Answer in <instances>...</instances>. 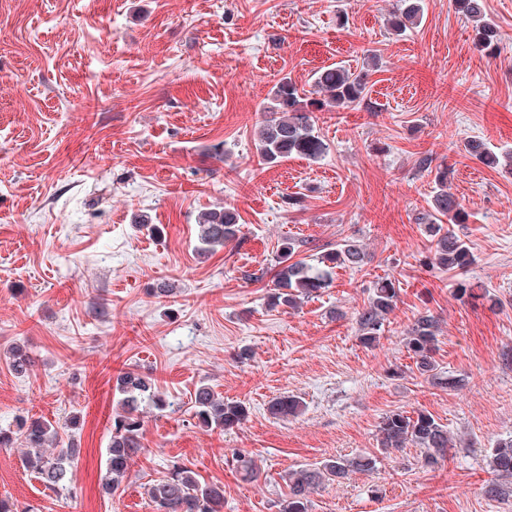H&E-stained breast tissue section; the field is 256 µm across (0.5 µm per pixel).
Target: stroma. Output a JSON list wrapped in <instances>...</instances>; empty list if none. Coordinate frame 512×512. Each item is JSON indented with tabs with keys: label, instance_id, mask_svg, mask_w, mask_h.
I'll return each mask as SVG.
<instances>
[{
	"label": "stroma",
	"instance_id": "stroma-1",
	"mask_svg": "<svg viewBox=\"0 0 512 512\" xmlns=\"http://www.w3.org/2000/svg\"><path fill=\"white\" fill-rule=\"evenodd\" d=\"M394 2L0 0V427L41 417L81 446L59 494L23 468L20 449L0 448V496L32 512H153L147 484L180 460L223 485L224 512H278L288 470L367 454L375 470L325 484L311 512H512L481 491L494 440L512 434V366L501 361L512 348V171L462 151L473 137L512 149V0H487L501 35L492 58L454 0H424L421 24L400 36L386 25ZM372 54L369 107L315 115L325 155L263 164L255 131L280 78L308 91L325 67L359 70ZM425 155L455 170L470 214L457 232L476 257L468 277L487 298L458 299L451 276L425 264ZM218 205L240 232L203 256L198 220ZM288 238H354L366 263L336 268L299 308H273L270 269ZM381 277L399 297L368 347L355 317ZM161 282L173 295H154ZM426 313L458 390L433 386L404 347ZM13 346L33 359L29 374L9 367ZM130 368L171 406L144 408L145 449L108 495L115 379ZM203 383L247 406L241 427L196 425ZM287 395L302 413L272 415ZM395 410L446 426L447 460L424 467L412 446L380 455L377 425ZM238 452L258 480L233 469Z\"/></svg>",
	"mask_w": 512,
	"mask_h": 512
}]
</instances>
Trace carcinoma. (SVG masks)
Wrapping results in <instances>:
<instances>
[{"mask_svg":"<svg viewBox=\"0 0 512 512\" xmlns=\"http://www.w3.org/2000/svg\"><path fill=\"white\" fill-rule=\"evenodd\" d=\"M456 9L475 23L474 47L485 56H492L498 47L500 34L496 24L487 18L485 0H455ZM422 12L421 0H397L388 26L400 35L416 25ZM369 94V72L350 70L343 66H330L316 77L309 92L299 89L288 76L282 77L274 87L270 101L264 107L263 119L257 132L255 147L265 164L278 163L291 155L309 160L321 158L327 144L315 128L314 113L335 109L356 108L366 103ZM464 151L487 166L499 163L503 157L512 161V152L496 154L483 140L465 141ZM454 168L435 169L434 191L428 211L421 217L426 224L430 241V261L448 270L456 277L454 292L459 298L481 297L475 284L467 277V269L475 261L469 244L448 225L468 223L469 213L458 198L449 192ZM197 251L207 255L234 240L239 232L235 212L216 207L201 214L198 223ZM305 240L290 239L283 243L275 264L273 288L268 295L272 307L295 309L302 302L323 293L333 282V269L338 266L357 268L366 258L362 245L345 239L322 252L317 263L297 258ZM398 300L395 282H379L368 299V304L357 313L356 324L360 341L368 346L376 344L384 322ZM439 336L438 321L432 315H421L412 324L404 338L409 357L415 361L419 374L433 384L450 391L461 387V380L437 372L434 355ZM9 365L18 375L27 374L32 360L22 348L15 346L8 352ZM115 390L120 396L119 411L112 419V432L106 458V476L103 490L116 492L134 458L144 449L140 406L149 401L158 410L170 407V402L157 390L154 380L136 370H127L116 378ZM303 402L294 396H284L271 405V413L279 417L298 415ZM193 417L205 430L231 431L248 416L246 405L225 400L208 384L195 389L191 400ZM380 450L384 453L400 451L412 445L424 450L426 466L438 464L448 457L450 441L448 429L426 411L408 413L391 411L381 417L377 426ZM22 440L30 448L23 465L36 472L44 487L60 493L70 489L73 469L80 458L81 449L74 440H58V431L41 417L22 416L16 429H0V448H11ZM376 459L359 455L352 458H328L314 468L288 472L285 482L288 494L280 502L279 512H310L311 496L322 485L341 482L356 472L369 471ZM233 465L241 478H258L259 467L245 455L233 457ZM487 465L493 474L484 488L485 496L493 501L512 499V436L498 439L491 448ZM147 495L154 512H223L224 486L200 481L199 475L187 464L173 463L165 476L153 480Z\"/></svg>","mask_w":512,"mask_h":512,"instance_id":"1","label":"carcinoma"}]
</instances>
